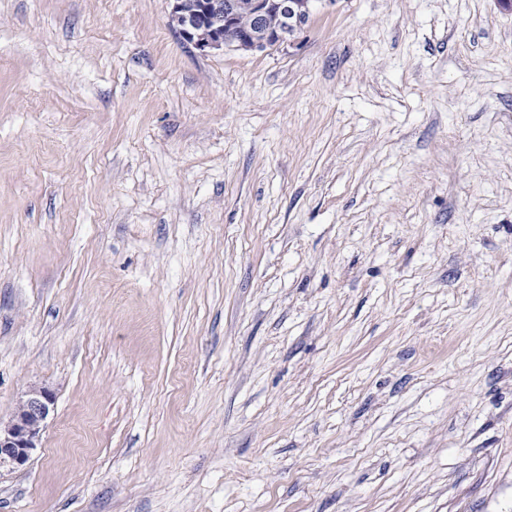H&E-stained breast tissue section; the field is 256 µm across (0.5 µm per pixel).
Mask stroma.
<instances>
[{"instance_id": "1", "label": "stroma", "mask_w": 512, "mask_h": 512, "mask_svg": "<svg viewBox=\"0 0 512 512\" xmlns=\"http://www.w3.org/2000/svg\"><path fill=\"white\" fill-rule=\"evenodd\" d=\"M0 0V512H512V11ZM180 36L201 52L245 45L265 51L291 43L309 21L312 0H169ZM55 396L43 386H32L14 414L0 421V471L24 466L39 448L46 421L54 410Z\"/></svg>"}]
</instances>
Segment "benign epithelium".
<instances>
[{
  "instance_id": "1",
  "label": "benign epithelium",
  "mask_w": 512,
  "mask_h": 512,
  "mask_svg": "<svg viewBox=\"0 0 512 512\" xmlns=\"http://www.w3.org/2000/svg\"><path fill=\"white\" fill-rule=\"evenodd\" d=\"M182 39L202 52L246 46L279 48L304 29L313 0H169ZM55 396L43 386L25 393L12 417L0 422V468L25 465L39 448Z\"/></svg>"
}]
</instances>
